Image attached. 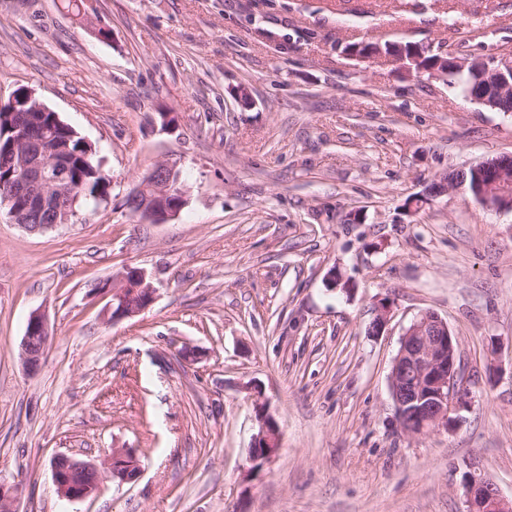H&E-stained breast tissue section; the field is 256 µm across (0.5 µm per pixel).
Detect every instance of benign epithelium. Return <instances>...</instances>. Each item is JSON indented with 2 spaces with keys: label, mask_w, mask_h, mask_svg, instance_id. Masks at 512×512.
I'll use <instances>...</instances> for the list:
<instances>
[{
  "label": "benign epithelium",
  "mask_w": 512,
  "mask_h": 512,
  "mask_svg": "<svg viewBox=\"0 0 512 512\" xmlns=\"http://www.w3.org/2000/svg\"><path fill=\"white\" fill-rule=\"evenodd\" d=\"M425 51L436 54L440 64L451 61L461 67L470 65L484 74L488 90L480 97L468 95L471 100L490 104L512 99V80L507 79V75H512L511 53L469 62L451 48L427 47ZM388 58L410 75L418 77L425 72L431 76L442 75L435 67L413 69L403 54H390ZM8 133L11 169L7 185L0 187V204L9 208L11 220L29 232L49 231L70 223L77 215L76 205L82 191L79 186L66 184L63 178L67 166L64 147L46 138L44 126L30 116L24 122L10 113ZM471 170L478 177L469 187L473 196L487 208L512 211V157L483 161ZM465 175L466 171L456 170L439 177L425 199L467 185ZM186 196L187 189L179 181L176 165L163 161L141 175L125 197V208L142 224H163L178 216ZM109 290L112 300L108 311L113 321L140 314L155 299V288L147 281L145 272L136 268H129L112 280ZM49 337L44 315L33 313L19 350L27 370H37ZM465 383L459 343L447 322L435 312L419 314L402 334L389 375L390 394L402 429L420 436L440 428H453L456 414L467 405L469 392ZM255 409L259 429L249 448L252 471L260 463L271 462L281 446L280 429L264 404H256ZM137 468L138 460L131 451L115 448L98 463L57 456L52 460L51 474L58 495L68 501H78L95 496L108 479L122 483L135 480L139 474ZM90 470L97 473L98 479L87 485L83 483V476ZM465 484L467 512H512V498L502 496L496 485L475 467H469L465 473ZM17 493V486L0 481V512H15Z\"/></svg>",
  "instance_id": "obj_1"
}]
</instances>
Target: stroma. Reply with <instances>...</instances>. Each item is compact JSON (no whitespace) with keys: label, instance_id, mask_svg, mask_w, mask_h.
Here are the masks:
<instances>
[{"label":"stroma","instance_id":"stroma-1","mask_svg":"<svg viewBox=\"0 0 512 512\" xmlns=\"http://www.w3.org/2000/svg\"><path fill=\"white\" fill-rule=\"evenodd\" d=\"M388 41L512 52V0H0V100L34 90L111 180L51 231L0 211V481L17 512H466L472 464L512 497V212L462 189L408 207L512 154V114L345 52ZM161 161L188 202L134 223L124 198ZM129 267L156 299L113 322L104 285ZM424 311L459 341L469 405L411 436L388 376ZM35 312L50 339L30 373ZM259 401L281 448L252 474ZM115 448L139 457L135 482L56 494L53 457ZM49 337L50 331L44 315L33 313L28 319L19 350V357L28 371H36L39 367Z\"/></svg>","mask_w":512,"mask_h":512}]
</instances>
